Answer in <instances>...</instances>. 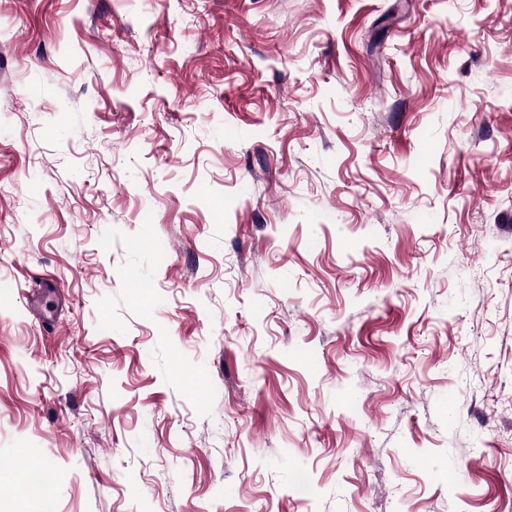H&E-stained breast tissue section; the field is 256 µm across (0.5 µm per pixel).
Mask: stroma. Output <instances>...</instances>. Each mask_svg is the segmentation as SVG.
I'll list each match as a JSON object with an SVG mask.
<instances>
[{
  "label": "stroma",
  "mask_w": 512,
  "mask_h": 512,
  "mask_svg": "<svg viewBox=\"0 0 512 512\" xmlns=\"http://www.w3.org/2000/svg\"><path fill=\"white\" fill-rule=\"evenodd\" d=\"M35 463L54 512H512V0H0Z\"/></svg>",
  "instance_id": "obj_1"
}]
</instances>
